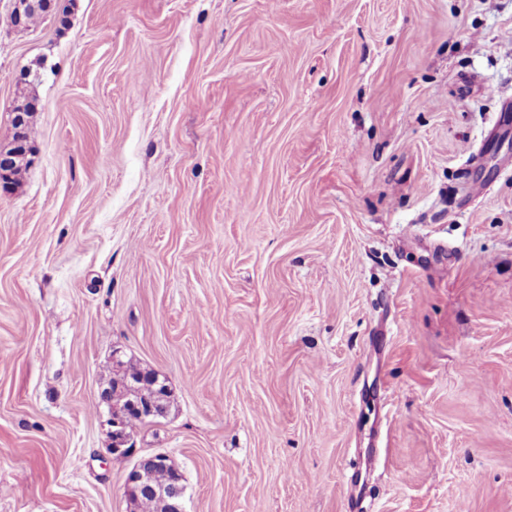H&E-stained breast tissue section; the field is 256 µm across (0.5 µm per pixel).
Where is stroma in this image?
Listing matches in <instances>:
<instances>
[{"label": "stroma", "mask_w": 512, "mask_h": 512, "mask_svg": "<svg viewBox=\"0 0 512 512\" xmlns=\"http://www.w3.org/2000/svg\"><path fill=\"white\" fill-rule=\"evenodd\" d=\"M0 0V512H512V0ZM53 7L51 0H14L12 13L15 18V24L18 27H25L26 13L31 10H44L50 12ZM13 120V127L15 130L16 138L13 141L12 145L8 149H4L2 153H0V176L1 174L7 176L9 174V169L12 165V160L17 157L18 154L28 151L27 142L29 138V128L26 124V127L23 132V139L21 138V130L27 121L26 112H24V108L21 104H16L11 111ZM156 380L149 376L142 378L140 385L133 388L132 396L128 401L127 408L120 410L119 408L109 407L102 402L101 391L98 394L99 401L106 407L107 419L105 423L109 426L111 447L108 448L109 453L120 458H130L135 453L134 435L145 425L142 420L151 421L165 414L163 405L160 403L156 395L154 387ZM101 394V395H100ZM130 414H134L129 422L128 433L126 427V419ZM133 433V434H131ZM146 465H148V468ZM152 465H163L171 468L173 475V485L171 487L155 488L151 485L149 467ZM181 481L182 475L172 463L169 455L165 452H156L137 460L133 468L127 474L124 484V493L126 499H128L132 493H137L143 489L151 490L156 497H161L169 501V506L173 512H185L183 491L179 484Z\"/></svg>", "instance_id": "1"}]
</instances>
